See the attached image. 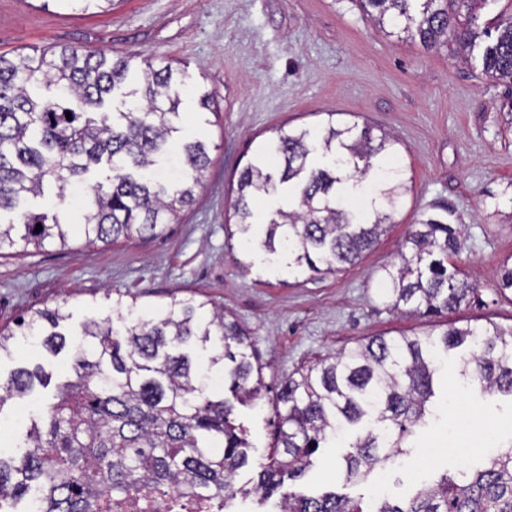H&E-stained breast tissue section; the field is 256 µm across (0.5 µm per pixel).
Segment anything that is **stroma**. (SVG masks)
<instances>
[{
	"instance_id": "obj_1",
	"label": "stroma",
	"mask_w": 512,
	"mask_h": 512,
	"mask_svg": "<svg viewBox=\"0 0 512 512\" xmlns=\"http://www.w3.org/2000/svg\"><path fill=\"white\" fill-rule=\"evenodd\" d=\"M64 46L108 58L132 53V85L147 58L186 71L192 86L182 96L180 135L203 140L211 164L192 204L163 237L106 247L78 236L68 247L30 252L0 247V326L62 302L68 317L60 329L76 333L89 318L111 317L120 293L135 297L140 309L161 307L172 293L223 305L249 333L264 367L260 395L235 409L256 462L272 451L275 396L285 376L383 332L431 328L432 318L390 310L381 289L383 267L399 262L422 213L454 212L463 242L456 264L481 291L480 305L461 307L453 320L489 317L512 326V294L496 291L501 262L512 254V115L503 110L508 89L447 49L429 51L386 36L350 0H112L87 12L61 0H0V54ZM204 92L218 113L199 109L197 96ZM331 112L400 141L395 163L412 188L393 224L359 260L324 276L289 267L280 255L245 252L225 229L231 184L278 128H313ZM108 173L97 169L61 193L46 187L21 206L77 223L85 193ZM461 355L448 353V383L436 393L439 412L407 437L405 454L384 461L385 497L408 502L424 461L438 474L457 470L451 449H471L468 464L476 467L488 437L512 442V398L465 384L458 375ZM36 363L53 383L71 376L68 353L54 357L20 343L0 357V377ZM51 394L47 388L27 404L10 400L0 408V446L10 447ZM350 443L345 436L319 449L293 491L373 498L372 481L343 478L340 462Z\"/></svg>"
}]
</instances>
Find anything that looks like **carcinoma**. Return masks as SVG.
<instances>
[{
	"label": "carcinoma",
	"mask_w": 512,
	"mask_h": 512,
	"mask_svg": "<svg viewBox=\"0 0 512 512\" xmlns=\"http://www.w3.org/2000/svg\"><path fill=\"white\" fill-rule=\"evenodd\" d=\"M490 0H351L390 37L426 50L450 47L479 59L485 76L512 88V0L508 21L479 24ZM134 55L107 63L103 56L65 47L11 58L0 55V213L55 183L64 197L70 179L106 163L107 183H96L81 224L24 212L0 223V246L41 250L69 245L73 231L90 244L161 236L194 199L211 159L200 140L180 146L183 173L176 184L156 175L158 157L180 133L178 87L186 75L171 65L145 62L143 84L126 89ZM44 84L34 97L30 86ZM112 111H104L107 96ZM71 118H66V114ZM401 144L389 134L334 113L322 128H281L263 144L237 179L232 204L237 232L249 244L325 275L370 249L394 223L409 186L387 162ZM378 169L369 213L349 204L365 175ZM278 200L258 217L253 202ZM263 221L258 236L254 224ZM42 230H36V225ZM399 263L382 268L388 306L421 316H445L478 299L479 288L459 278L451 263L462 249L454 213L424 214L409 232ZM512 291V255L502 262L497 291ZM206 301L174 294L154 312L113 300L112 318L85 321L72 340L59 331L64 306L34 309L20 332L0 329V354L20 335L51 354L70 347L74 377L19 436V457L0 455V503L40 491L41 512H92L100 501L133 488L189 486L230 506L233 478L252 465L251 445L235 424V403L253 400L263 385L262 366L246 349L250 336L224 310L209 318ZM466 346L460 374L484 392L512 396V327L491 319L417 336H375L329 354L285 377L276 400L278 426L268 462L256 466L252 493L263 504L287 480L304 474L318 449L339 430H359L343 456L348 482L368 478L386 459L403 453L412 428L434 414V377L451 349ZM220 373L232 399L207 392L205 377ZM51 374L36 364L13 370L0 384V409L47 388ZM277 512H512V441L487 457L481 469L443 472L424 482L406 508L353 499L333 491L318 497L280 495Z\"/></svg>",
	"instance_id": "obj_1"
}]
</instances>
